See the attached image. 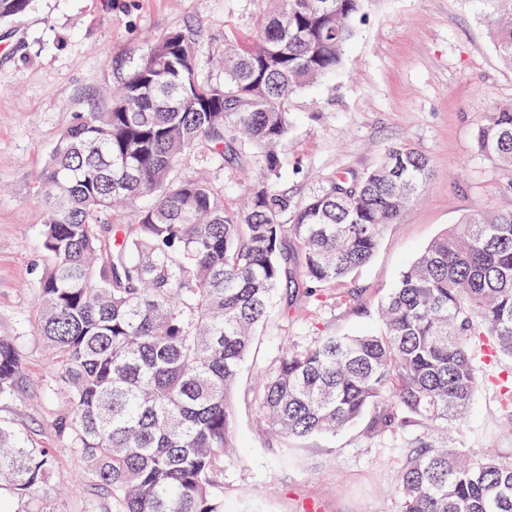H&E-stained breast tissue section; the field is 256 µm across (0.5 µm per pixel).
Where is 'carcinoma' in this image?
<instances>
[{
    "label": "carcinoma",
    "mask_w": 512,
    "mask_h": 512,
    "mask_svg": "<svg viewBox=\"0 0 512 512\" xmlns=\"http://www.w3.org/2000/svg\"><path fill=\"white\" fill-rule=\"evenodd\" d=\"M32 0H0V22ZM360 0H278L258 34L225 44L220 78L203 76L199 42L155 40L104 111L83 112L60 136L39 190L46 254L34 285L55 423L84 464L105 512H224L215 492L236 447L230 395L279 300L341 301L333 285L367 263L385 227L420 195L431 167L408 144L360 177H330L296 204L278 192L288 102L336 72ZM495 47L512 62V0H482ZM479 153L512 168V105L477 128ZM204 151L248 156L260 176L243 210L204 179H182ZM290 223H283L285 216ZM293 240L302 273L286 247ZM380 330L284 339L255 400L273 435L291 442L368 418L380 436L419 431L405 445L401 512H512V461L438 445L463 433L474 394L495 386L512 406V211L477 212L430 242L378 304ZM23 361L0 339V396ZM53 468L0 427V482L20 494Z\"/></svg>",
    "instance_id": "1"
}]
</instances>
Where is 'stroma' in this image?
Listing matches in <instances>:
<instances>
[{"instance_id": "obj_1", "label": "stroma", "mask_w": 512, "mask_h": 512, "mask_svg": "<svg viewBox=\"0 0 512 512\" xmlns=\"http://www.w3.org/2000/svg\"><path fill=\"white\" fill-rule=\"evenodd\" d=\"M266 0H33L0 25V338L23 359L19 390L0 397V426L52 449V477L33 496L0 490V512H91L86 475L53 424L62 410L47 392L46 350L38 334L45 203L35 180L76 114L104 110L108 94L140 61L151 38L194 35L204 57L251 38ZM356 30L334 75L290 100L281 193L294 202L334 174L360 176L388 148L411 144L433 172L420 201L385 228L371 259L337 282L350 304L321 307L297 299L272 322L290 338L378 328L375 309L414 258L448 226L474 211L512 210V172L474 150L483 112L512 102V64L497 52L478 0H360ZM232 163L186 157L182 177L206 176L237 206L242 172ZM280 336L263 331L231 394L237 446L224 458V512H400L397 484L409 430L375 438L364 424L334 437L300 441L297 459L279 461L280 444L254 399L259 372ZM494 392L470 405L468 447L512 459V428Z\"/></svg>"}]
</instances>
